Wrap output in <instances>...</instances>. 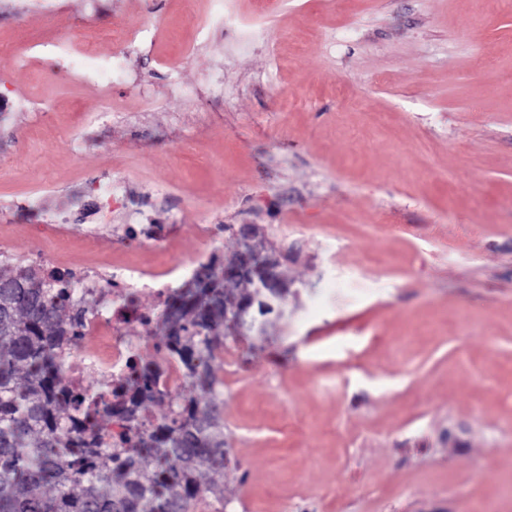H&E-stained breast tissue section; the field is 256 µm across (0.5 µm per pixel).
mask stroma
<instances>
[{"instance_id": "stroma-1", "label": "stroma", "mask_w": 512, "mask_h": 512, "mask_svg": "<svg viewBox=\"0 0 512 512\" xmlns=\"http://www.w3.org/2000/svg\"><path fill=\"white\" fill-rule=\"evenodd\" d=\"M195 2L0 0V251L94 277L153 262L129 223L256 225L290 293L219 357L224 512H512V0ZM144 24L121 83L31 49Z\"/></svg>"}]
</instances>
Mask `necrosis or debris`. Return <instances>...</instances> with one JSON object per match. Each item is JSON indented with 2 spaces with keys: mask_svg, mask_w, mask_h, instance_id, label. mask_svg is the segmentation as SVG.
<instances>
[{
  "mask_svg": "<svg viewBox=\"0 0 512 512\" xmlns=\"http://www.w3.org/2000/svg\"><path fill=\"white\" fill-rule=\"evenodd\" d=\"M201 260L197 254L187 261L176 263L167 259L151 267L131 260L109 263L105 285L111 288L118 303L108 311L90 306L79 345L67 368L70 383L78 388L87 386L91 374L107 377L116 384L124 382L140 344L139 338L126 335L125 329L130 325H149L155 314L120 303V296L135 290L150 295L157 305H164L175 283L190 275L194 264Z\"/></svg>",
  "mask_w": 512,
  "mask_h": 512,
  "instance_id": "obj_1",
  "label": "necrosis or debris"
}]
</instances>
